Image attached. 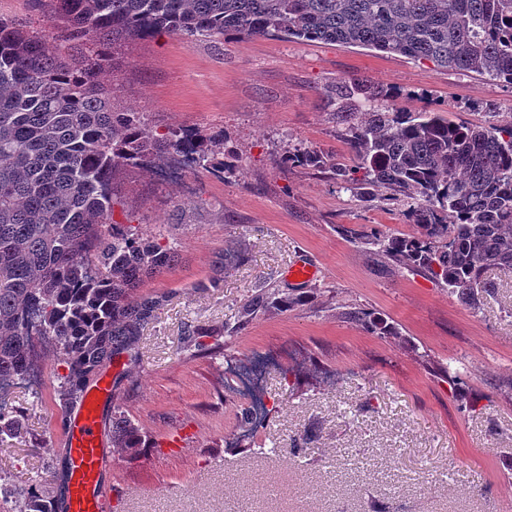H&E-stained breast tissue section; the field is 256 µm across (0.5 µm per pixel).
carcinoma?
<instances>
[{"label":"carcinoma","mask_w":512,"mask_h":512,"mask_svg":"<svg viewBox=\"0 0 512 512\" xmlns=\"http://www.w3.org/2000/svg\"><path fill=\"white\" fill-rule=\"evenodd\" d=\"M51 21L45 35L0 16V395L37 374L35 343L62 356L61 419L112 359L137 354L166 296L139 294L177 257L131 224H115L112 177L175 152L222 173L224 134L163 131L141 112L117 111L100 81L108 48L164 31L183 40L237 34L321 40L429 60L512 83V0H32ZM341 110L352 165L315 148L286 151L283 165L332 168L362 198L378 189L410 200L408 237L351 231L397 266L427 274L476 307L494 291L487 272H512V122L451 123L441 113L397 112L388 88L341 78L327 91ZM248 259L232 246L201 290L223 287L224 271ZM299 298L259 292L221 329L231 337L260 313ZM346 318L378 336L396 328L350 308ZM112 446L137 456L150 441L123 412L112 414ZM25 418L0 400V441L25 440ZM68 457L3 497L16 512H65Z\"/></svg>","instance_id":"obj_1"}]
</instances>
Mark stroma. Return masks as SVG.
Instances as JSON below:
<instances>
[{"label": "stroma", "mask_w": 512, "mask_h": 512, "mask_svg": "<svg viewBox=\"0 0 512 512\" xmlns=\"http://www.w3.org/2000/svg\"><path fill=\"white\" fill-rule=\"evenodd\" d=\"M344 77L392 89L391 108L434 110L450 121H512V83L429 61L339 43L229 37L185 42L156 34L113 55L112 101L158 128L223 132L236 170L197 168L166 181L118 170L113 219L175 238L179 257L143 294L167 300L144 331L137 358L104 366L113 399L150 441L131 461L109 449L103 473L109 512H512V273L490 271L494 291L471 308L432 279L396 267L346 229L411 235L406 199L364 200L331 169L283 167L304 145L346 165L345 127L325 94ZM247 249L223 288L201 291L215 257ZM322 269L307 285L285 274L298 255ZM260 288L297 294L228 340L191 345L193 326L221 327ZM361 307L394 325L377 336L342 316ZM270 413L253 440L238 441L242 409L230 402L228 365L261 354ZM441 363L462 379L434 373ZM39 381L10 387L35 451L0 443V487L25 485L61 456L64 425L54 400L63 371L52 344L36 349ZM477 398L469 412L460 393ZM303 457L287 449L308 429ZM183 433L184 444L170 440Z\"/></svg>", "instance_id": "35a3bbf8"}]
</instances>
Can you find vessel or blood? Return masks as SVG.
<instances>
[{
	"mask_svg": "<svg viewBox=\"0 0 512 512\" xmlns=\"http://www.w3.org/2000/svg\"><path fill=\"white\" fill-rule=\"evenodd\" d=\"M319 273L316 264L302 257L288 269L289 279L297 284L309 283ZM111 398V382L97 379L85 388L78 408L69 418L63 438L69 457L66 512H108L110 498L102 485L107 463L102 407Z\"/></svg>",
	"mask_w": 512,
	"mask_h": 512,
	"instance_id": "obj_1",
	"label": "vessel or blood"
}]
</instances>
